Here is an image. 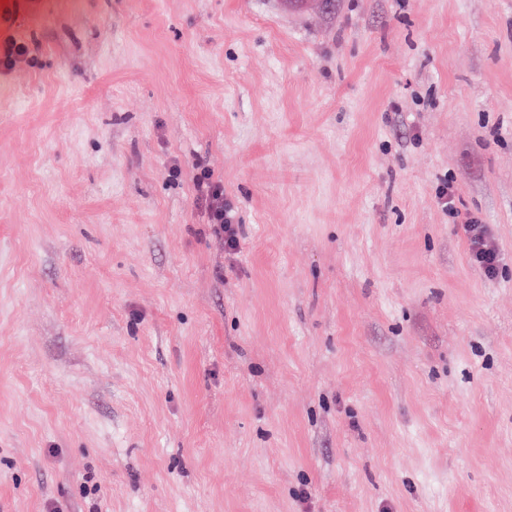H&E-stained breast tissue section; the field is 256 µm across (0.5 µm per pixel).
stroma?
<instances>
[{"instance_id": "stroma-1", "label": "stroma", "mask_w": 512, "mask_h": 512, "mask_svg": "<svg viewBox=\"0 0 512 512\" xmlns=\"http://www.w3.org/2000/svg\"><path fill=\"white\" fill-rule=\"evenodd\" d=\"M7 39L0 512H512V0H0ZM197 186L208 214L209 224H212L215 233L224 236V245L228 251H236L239 240L235 214L224 204V187L221 181L213 180L210 171L203 169L197 177ZM461 219L460 226L467 239L471 259L486 277H494L500 263V254L486 225L480 224L472 215H465Z\"/></svg>"}]
</instances>
